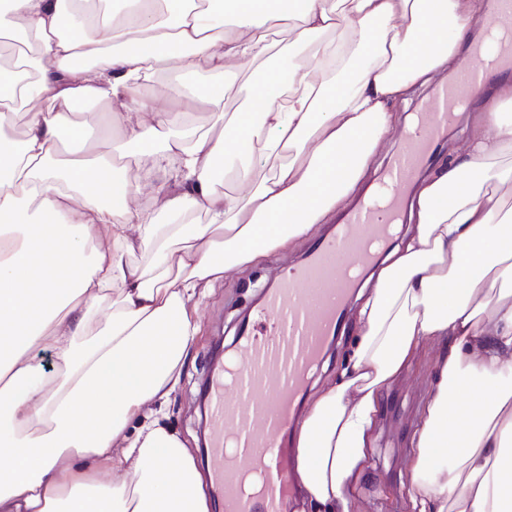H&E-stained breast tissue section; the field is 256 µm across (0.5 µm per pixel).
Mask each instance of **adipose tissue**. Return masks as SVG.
Returning <instances> with one entry per match:
<instances>
[{
	"label": "adipose tissue",
	"instance_id": "ef3b65f1",
	"mask_svg": "<svg viewBox=\"0 0 512 512\" xmlns=\"http://www.w3.org/2000/svg\"><path fill=\"white\" fill-rule=\"evenodd\" d=\"M124 2L0 0V37L29 47L32 74L0 66V512H210L211 474L162 411L201 304L329 223L400 108L495 22L486 0ZM274 29L279 69L210 132L143 90L173 69L235 80ZM80 104L124 139L99 150ZM511 110L486 96L463 144L414 179L409 232L363 282L345 364L291 434L303 512H353L383 397L428 345L413 512H512ZM129 156L151 172L148 206L130 203ZM222 174L237 188L217 191ZM195 210L206 223H185Z\"/></svg>",
	"mask_w": 512,
	"mask_h": 512
}]
</instances>
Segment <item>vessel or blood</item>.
Returning a JSON list of instances; mask_svg holds the SVG:
<instances>
[{"instance_id":"vessel-or-blood-1","label":"vessel or blood","mask_w":512,"mask_h":512,"mask_svg":"<svg viewBox=\"0 0 512 512\" xmlns=\"http://www.w3.org/2000/svg\"><path fill=\"white\" fill-rule=\"evenodd\" d=\"M493 10L497 26L472 50L480 68H465L436 89L374 189L309 245L302 263L278 276L239 326L236 348L213 366L207 425L224 512H288L293 483L283 438L344 325L354 289L396 233L413 174L464 109L483 70L512 67V0H494Z\"/></svg>"}]
</instances>
